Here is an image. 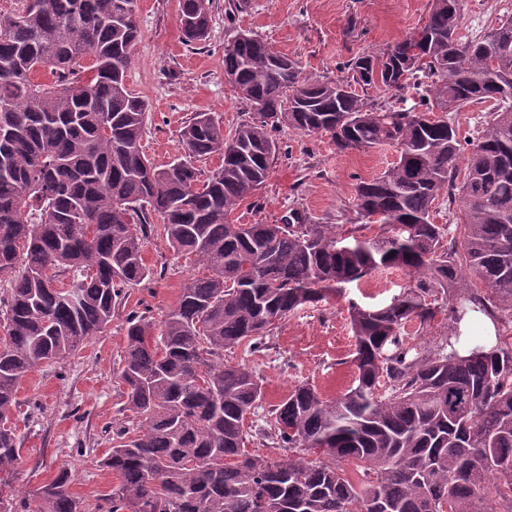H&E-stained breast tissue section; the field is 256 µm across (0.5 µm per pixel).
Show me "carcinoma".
Returning a JSON list of instances; mask_svg holds the SVG:
<instances>
[{"label": "carcinoma", "instance_id": "obj_1", "mask_svg": "<svg viewBox=\"0 0 512 512\" xmlns=\"http://www.w3.org/2000/svg\"><path fill=\"white\" fill-rule=\"evenodd\" d=\"M211 3L181 0L185 42L206 41ZM137 12L138 0H38L0 13V474L17 461L6 422L18 385L77 352L123 289L154 277L144 246L157 218L198 274L161 322L127 321L119 378L136 427L118 430L103 459L120 478L109 512H512V329L456 348L468 315L512 324V15L457 40L461 0H431L418 32L351 58L335 81L302 76L241 32L224 44V75L254 115L227 135L194 113L179 131L185 155L157 166L142 145L148 106L125 82ZM367 86L382 98L359 94ZM410 89L418 101L406 108ZM486 102L471 140L428 121ZM281 126L327 134L339 152L397 149L389 169L356 183L354 228L298 206L280 224L230 220L268 179ZM214 155L221 164L201 178L196 162ZM443 195L463 211L460 242L434 222ZM367 227L376 233L356 235ZM381 269L413 285L382 307L350 303L352 385L335 398L295 386L265 431L288 459L249 454L246 416L262 388L224 351L262 347L298 308ZM445 310L450 334L409 355L406 325L422 330ZM70 483L59 471L22 512H86Z\"/></svg>", "mask_w": 512, "mask_h": 512}]
</instances>
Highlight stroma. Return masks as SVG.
Wrapping results in <instances>:
<instances>
[{
  "mask_svg": "<svg viewBox=\"0 0 512 512\" xmlns=\"http://www.w3.org/2000/svg\"><path fill=\"white\" fill-rule=\"evenodd\" d=\"M431 0H250L239 13L228 0H213L212 26L205 42L186 45L177 24L180 0H138L140 37L126 73L128 87L148 104L145 153L164 165L184 148L179 130L192 113L209 112L232 131L253 109L224 78V45L243 30L298 60L305 75L326 79L341 74L343 62L366 49H383L417 31ZM281 154L253 203L231 216L237 224H277L289 208L304 207L318 222L344 224L353 215L358 180L384 172L398 153L389 145L369 152H337L329 136H308L280 127ZM144 258L156 276L149 284L123 290L111 321L83 348L43 363L21 381L19 406L12 413L19 456L5 496L24 500L50 483L60 469L71 474V490L95 512H107L120 482L102 460L112 446V427L122 418L126 387L118 367L126 347L130 314L163 320L178 302L195 266L151 236ZM411 283L399 270L376 272L346 285L341 298L290 314L265 339L259 351L239 347L225 361L244 363L256 373L263 391L261 409L248 415L250 453L283 460L287 449L262 440L270 405L296 384L307 381L328 397L353 382V338L349 305H386Z\"/></svg>",
  "mask_w": 512,
  "mask_h": 512,
  "instance_id": "1",
  "label": "stroma"
}]
</instances>
